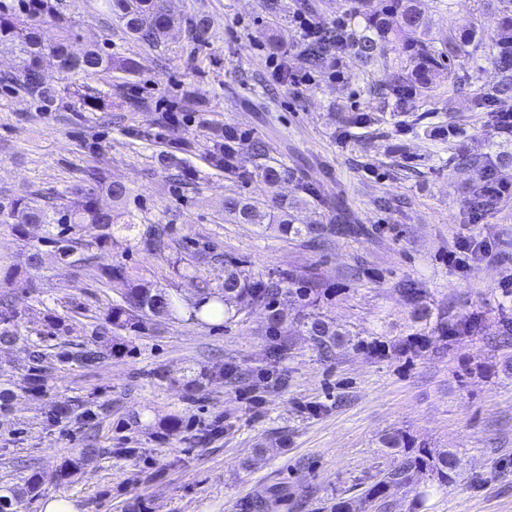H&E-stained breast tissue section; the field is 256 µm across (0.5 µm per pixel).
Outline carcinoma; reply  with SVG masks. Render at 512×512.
Returning <instances> with one entry per match:
<instances>
[{
  "label": "carcinoma",
  "mask_w": 512,
  "mask_h": 512,
  "mask_svg": "<svg viewBox=\"0 0 512 512\" xmlns=\"http://www.w3.org/2000/svg\"><path fill=\"white\" fill-rule=\"evenodd\" d=\"M496 3L500 22L496 33L485 40L477 36V24L442 40L432 36L435 20L421 6V0H356L354 25H323L303 35L297 44L299 54L309 69L319 70L336 57L353 56L363 65L378 62L389 70V82L372 91L379 97L393 96L398 100L428 97L443 82L463 93L470 86V74L461 61L476 52L489 59L498 71L499 80L488 92L468 96L470 111L486 112L499 135L512 134V123L499 113L497 105L512 100V0H486ZM106 7L124 34L148 47H155L178 38L182 26L166 8V0H106ZM45 24L40 10H26L10 17H0V52L7 49L19 54L22 65L15 72L0 75V83L11 84L30 99L39 111L75 109L78 112H98L112 119V93L89 83L70 82L76 76L96 77L112 72V53L99 45H90L76 54L71 49L73 34L61 27L57 39L47 43L40 30ZM209 22L204 17L188 22V35L196 42L205 41ZM401 46L399 61L388 63L385 48ZM50 53L64 84L51 86L43 76V58ZM178 152L159 157L160 164L174 180L188 184L195 174L186 165V156L196 151V141L181 137ZM239 140L232 131L215 135L206 149V160L214 168L236 178L259 180L275 186L294 178V172L283 166L259 164L251 170L239 169L235 163ZM106 191L115 202L125 200L130 190L121 183L109 180L100 165L87 169L85 177L61 195L28 192L0 199V224L13 225L18 239L29 247V272L22 276L8 271L0 278V346L23 343L28 366L23 376L25 390L32 399L46 393V375L59 365L92 367L112 358L124 346L123 337L131 333L147 334L158 331L167 323L187 320L198 325L215 320L231 323L243 312L254 307L267 311L264 332L281 336L288 324L283 312L276 307L283 286L291 285L311 311L300 322L301 331L308 336L322 355L332 358L351 343V333L325 318L318 310L319 293L305 288L302 279L282 271L278 274L252 275L241 269L235 260L224 261V280L212 284L201 280L195 300L187 302L172 288L155 283L115 262L101 265L97 252L112 244L119 233L134 242V246L150 256H175L172 268L180 271L183 261L214 262L222 254L203 245L194 249L171 237L162 224H138L129 212L104 209L98 195ZM468 199L475 210L489 209L496 196L481 180L469 185ZM327 204L318 187L310 181L298 183V195L289 202L271 199V203L237 194L224 197V218L232 223L265 226L270 210L281 212L279 230L311 242H322L336 233V225L313 221L294 224L289 211L308 206ZM90 224L100 229L91 241L78 236V228ZM51 255L56 264L85 270L94 282L108 289L115 298L103 309L92 311L74 299L65 302L62 311L48 309L42 318L32 322L28 334L19 328L27 310L32 281L43 269L44 256ZM412 309V316L421 329L413 341L427 348L448 337L465 340L481 330V318L471 315L450 319L445 311L434 312L421 300L422 290L411 285L402 289ZM87 318L92 322V334L81 344L63 341L52 346L48 338H61L70 333L73 321ZM109 406L83 397L52 404L45 412L53 425L80 421L93 426ZM380 444L388 453L399 457L398 463L385 471L379 481L366 490L364 499L373 503L377 512H389L390 504L384 494L390 487L419 486L429 476L442 488L455 481L461 460L448 450L431 451L410 448L407 435L400 430L387 432ZM99 449L88 445L76 456L66 459L55 477L65 480L77 475L85 463L98 456ZM45 481V474L34 470L20 485L0 488V512H17L20 502L35 498Z\"/></svg>",
  "instance_id": "carcinoma-1"
}]
</instances>
